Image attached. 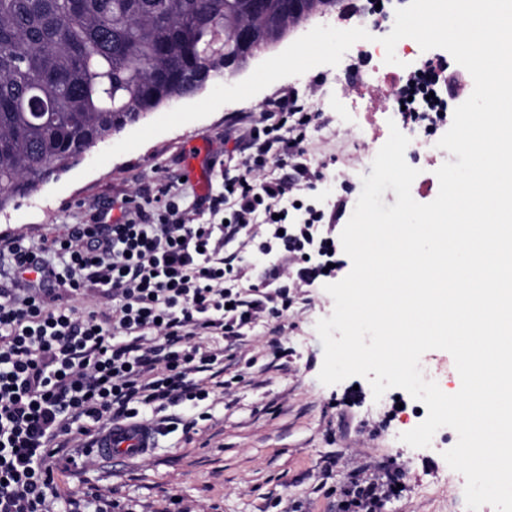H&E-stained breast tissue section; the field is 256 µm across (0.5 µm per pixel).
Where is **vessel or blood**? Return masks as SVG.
<instances>
[{
	"mask_svg": "<svg viewBox=\"0 0 512 512\" xmlns=\"http://www.w3.org/2000/svg\"><path fill=\"white\" fill-rule=\"evenodd\" d=\"M156 444V433L143 424L112 423L96 437L90 452L105 460L123 461L149 456Z\"/></svg>",
	"mask_w": 512,
	"mask_h": 512,
	"instance_id": "obj_1",
	"label": "vessel or blood"
}]
</instances>
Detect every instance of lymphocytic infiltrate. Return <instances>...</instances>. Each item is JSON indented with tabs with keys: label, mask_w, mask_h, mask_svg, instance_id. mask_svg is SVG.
<instances>
[{
	"label": "lymphocytic infiltrate",
	"mask_w": 512,
	"mask_h": 512,
	"mask_svg": "<svg viewBox=\"0 0 512 512\" xmlns=\"http://www.w3.org/2000/svg\"><path fill=\"white\" fill-rule=\"evenodd\" d=\"M435 84L431 69L406 82V122L446 124ZM312 120L288 94L255 115L237 174L206 193L189 198L169 182L120 218L101 210L41 242L18 235L0 245V512H54L50 461L69 455L73 437L131 419L161 431L177 424L170 407L224 386L213 375L218 341L288 313L289 278L310 286L328 265L343 269L320 234L323 211L283 204L313 177L299 161ZM251 224L268 226L261 249L277 262L245 288L237 254L223 246ZM395 492L394 480H365L341 512H381Z\"/></svg>",
	"instance_id": "f902f5d3"
}]
</instances>
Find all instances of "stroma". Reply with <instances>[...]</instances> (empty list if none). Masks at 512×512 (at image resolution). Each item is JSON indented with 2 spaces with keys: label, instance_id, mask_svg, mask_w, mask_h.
I'll return each instance as SVG.
<instances>
[{
  "label": "stroma",
  "instance_id": "stroma-1",
  "mask_svg": "<svg viewBox=\"0 0 512 512\" xmlns=\"http://www.w3.org/2000/svg\"><path fill=\"white\" fill-rule=\"evenodd\" d=\"M396 48L398 62L387 67L376 59L357 68L344 60L314 67L298 91L305 111L316 115L301 160L317 177L304 194L326 213H339L343 225L354 211L362 177L372 172L374 154L388 139L389 123H404L371 108L380 92L375 69L397 82L405 73L403 60L421 52L412 39ZM331 72L366 106L351 124L337 125L333 102L322 96ZM294 89L293 78L280 79L95 170L90 167L95 154L87 152L0 214V244L19 234L37 240L65 225L86 223L114 199L137 196L164 179L194 187L191 168L207 169L213 151L238 156L245 129L239 115L258 107L274 110ZM294 294L296 304L286 317L258 323L242 343L225 346L229 386L223 394L196 407H173V414L195 420L194 429L159 436L146 458L111 464L92 457L60 475L58 512H64L68 495L90 501L112 497L132 504L135 512H336L360 467L378 465L395 471L402 486L382 512H467L465 479L443 458L456 444V432L412 448L399 436L426 414L406 391L394 388L377 400L362 377L322 384L324 349L315 325L331 315L334 303L321 288H298Z\"/></svg>",
  "mask_w": 512,
  "mask_h": 512
}]
</instances>
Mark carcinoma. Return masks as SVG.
Masks as SVG:
<instances>
[{
	"mask_svg": "<svg viewBox=\"0 0 512 512\" xmlns=\"http://www.w3.org/2000/svg\"><path fill=\"white\" fill-rule=\"evenodd\" d=\"M339 0H0V211Z\"/></svg>",
	"mask_w": 512,
	"mask_h": 512,
	"instance_id": "1",
	"label": "carcinoma"
}]
</instances>
